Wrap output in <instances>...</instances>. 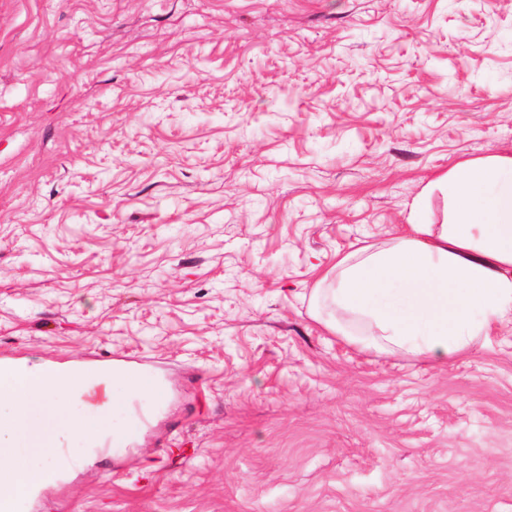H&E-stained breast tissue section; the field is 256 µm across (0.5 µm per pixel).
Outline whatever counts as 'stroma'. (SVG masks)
<instances>
[{
	"instance_id": "1",
	"label": "stroma",
	"mask_w": 512,
	"mask_h": 512,
	"mask_svg": "<svg viewBox=\"0 0 512 512\" xmlns=\"http://www.w3.org/2000/svg\"><path fill=\"white\" fill-rule=\"evenodd\" d=\"M512 151V0H0V362L166 388L24 512H512V328L441 364L310 292Z\"/></svg>"
}]
</instances>
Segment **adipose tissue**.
<instances>
[{
	"mask_svg": "<svg viewBox=\"0 0 512 512\" xmlns=\"http://www.w3.org/2000/svg\"><path fill=\"white\" fill-rule=\"evenodd\" d=\"M448 205L432 223L427 201ZM315 317L364 350L445 364L512 325V153L463 160L422 189L402 231L339 256L312 290Z\"/></svg>",
	"mask_w": 512,
	"mask_h": 512,
	"instance_id": "adipose-tissue-1",
	"label": "adipose tissue"
}]
</instances>
